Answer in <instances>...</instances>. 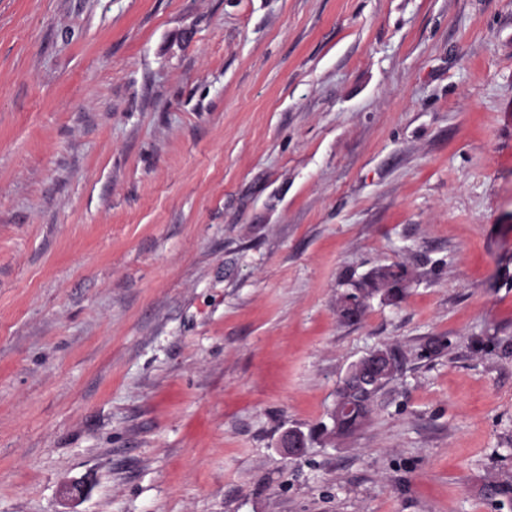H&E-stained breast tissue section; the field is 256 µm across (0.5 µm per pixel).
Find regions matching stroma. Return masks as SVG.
Instances as JSON below:
<instances>
[{
    "instance_id": "1",
    "label": "stroma",
    "mask_w": 512,
    "mask_h": 512,
    "mask_svg": "<svg viewBox=\"0 0 512 512\" xmlns=\"http://www.w3.org/2000/svg\"><path fill=\"white\" fill-rule=\"evenodd\" d=\"M383 347L367 423L285 457ZM510 476L512 0H0V512H512ZM410 281V273L404 265L380 266L358 281L359 288H348V285L353 283L352 279L348 280L347 288L337 298L336 313L341 322L357 323L364 317L374 299L385 304H395L400 301ZM350 297L358 300L360 311L357 306L349 303Z\"/></svg>"
}]
</instances>
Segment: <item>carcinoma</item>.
I'll return each mask as SVG.
<instances>
[{"mask_svg":"<svg viewBox=\"0 0 512 512\" xmlns=\"http://www.w3.org/2000/svg\"><path fill=\"white\" fill-rule=\"evenodd\" d=\"M411 281L408 269L401 265L380 266L358 281L357 287L347 288L336 301V313L344 323H357L366 314L371 301L385 304L400 301ZM387 383L382 379L370 390L351 393L348 389L337 390V399L348 409L336 416H329L331 424H322L318 433L334 439L353 434L369 419L376 393Z\"/></svg>","mask_w":512,"mask_h":512,"instance_id":"cac0c4a2","label":"carcinoma"}]
</instances>
